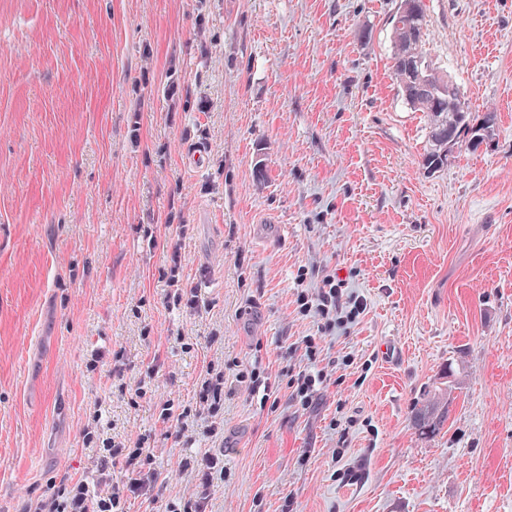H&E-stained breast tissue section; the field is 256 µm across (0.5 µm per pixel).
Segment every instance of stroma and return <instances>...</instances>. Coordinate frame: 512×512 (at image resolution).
I'll return each instance as SVG.
<instances>
[{"label": "stroma", "instance_id": "1", "mask_svg": "<svg viewBox=\"0 0 512 512\" xmlns=\"http://www.w3.org/2000/svg\"><path fill=\"white\" fill-rule=\"evenodd\" d=\"M399 4L0 0V512L65 474L127 482L121 464L97 480L94 426L155 458L123 512L183 505L182 459L214 447L211 360L212 512H512V0H423L436 71L496 115L434 170L391 79ZM334 273L365 310L323 333L296 296ZM175 277L206 309L172 306ZM315 335L304 410L280 371ZM257 358L277 406L236 377ZM168 403L191 431L161 422ZM199 391L200 403L211 418L224 412V366L214 361L206 363ZM448 402L440 407L434 402L431 391L427 393L414 413V423L422 434H433L441 429L447 418Z\"/></svg>", "mask_w": 512, "mask_h": 512}]
</instances>
